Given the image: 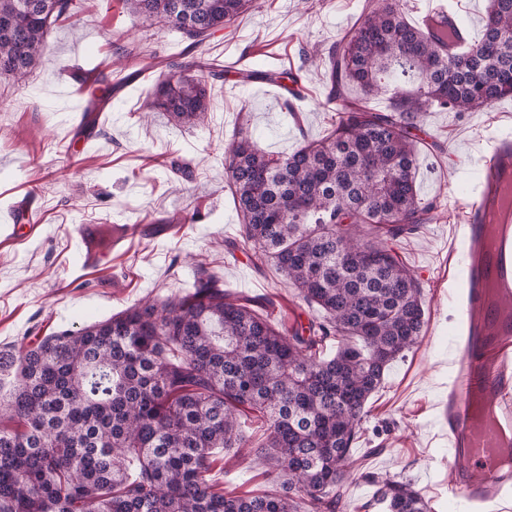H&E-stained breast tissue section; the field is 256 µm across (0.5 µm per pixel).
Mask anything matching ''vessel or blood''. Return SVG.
Listing matches in <instances>:
<instances>
[{"mask_svg": "<svg viewBox=\"0 0 512 512\" xmlns=\"http://www.w3.org/2000/svg\"><path fill=\"white\" fill-rule=\"evenodd\" d=\"M417 25L427 36L447 32L455 48L473 42L458 28L447 0H425ZM512 178V137L496 140L484 158L481 190L462 214L467 243L463 321L467 331L454 382L443 406L456 466L452 480L473 500L497 505L512 471L492 455L512 447V218L496 204Z\"/></svg>", "mask_w": 512, "mask_h": 512, "instance_id": "b4317fda", "label": "vessel or blood"}]
</instances>
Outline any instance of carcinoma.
Returning <instances> with one entry per match:
<instances>
[{
  "instance_id": "obj_1",
  "label": "carcinoma",
  "mask_w": 512,
  "mask_h": 512,
  "mask_svg": "<svg viewBox=\"0 0 512 512\" xmlns=\"http://www.w3.org/2000/svg\"><path fill=\"white\" fill-rule=\"evenodd\" d=\"M143 25L161 23L180 72L158 81L151 112L182 127L204 122L207 86L224 70L203 56L251 0H127ZM73 0H0V81L39 64ZM512 0H490L480 42L451 52L407 21L400 0H365L329 49L328 95L342 102L320 139L271 155L247 137L224 148L240 233L252 265H274L315 311L273 325L203 267L180 296L144 300L76 330L0 355V512H341L353 444L387 367L422 336L416 277L390 243L429 222L417 194V147L431 111L477 112L512 96ZM89 105L112 83L98 64ZM241 83L304 96L300 72L241 69ZM394 88L384 111L364 99ZM329 340L336 353L321 354ZM266 426L254 448L269 489L224 492L216 454L249 447L245 412ZM364 508L428 512L414 487L377 481Z\"/></svg>"
}]
</instances>
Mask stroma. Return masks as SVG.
Wrapping results in <instances>:
<instances>
[{"mask_svg": "<svg viewBox=\"0 0 512 512\" xmlns=\"http://www.w3.org/2000/svg\"><path fill=\"white\" fill-rule=\"evenodd\" d=\"M364 0H253L250 11L218 31L204 53L216 64L240 59L255 69L304 70L303 110L284 112L274 90L235 85L226 75L210 93L204 125L179 127L162 113L143 120L145 87L165 74L172 37L142 27L126 0H76L57 22L25 83L0 82V227L10 208L31 197L42 209L36 231L0 235V350L59 329L103 320L144 299L187 288L198 264L240 298L265 301L270 320L309 318L306 305L273 266L256 269L239 248V218L224 176V148L238 136L287 153L301 136H325L336 118L327 100V51L359 17ZM101 62L111 80L140 79L118 91L96 131L80 121L85 107L62 89ZM512 131V98L477 112H432L420 145L416 187L436 206L431 223L393 248L420 283L426 323L418 344L387 370L369 398L353 448L345 512H364L374 477L411 482L433 512H489L450 493L452 450L439 436L448 377L461 352L459 275L464 246L448 252V234L482 183L492 141ZM188 167L192 180L176 175ZM95 224L102 238L119 226L127 240L84 265L78 230ZM214 474L225 491L257 494L264 467L251 454H218Z\"/></svg>", "mask_w": 512, "mask_h": 512, "instance_id": "35a3bbf8", "label": "stroma"}]
</instances>
